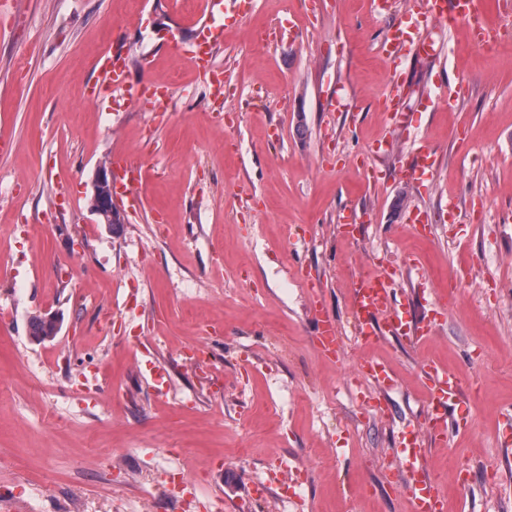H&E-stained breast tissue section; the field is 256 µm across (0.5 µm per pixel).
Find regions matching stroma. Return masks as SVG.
<instances>
[{
	"label": "stroma",
	"mask_w": 512,
	"mask_h": 512,
	"mask_svg": "<svg viewBox=\"0 0 512 512\" xmlns=\"http://www.w3.org/2000/svg\"><path fill=\"white\" fill-rule=\"evenodd\" d=\"M173 2L17 0L0 18V512H183L173 481L192 512H411L408 427L446 512H512V35L488 50L454 34L393 69L381 45L406 0H253L214 55L218 105L170 40L189 16ZM105 54L169 87V112L91 95ZM395 82L402 135L383 110ZM379 140L395 144L382 165ZM423 144L439 170L402 183ZM117 153L144 178L114 232L89 205ZM416 207L433 237L409 226ZM410 258L400 292L435 332L361 342L353 278ZM452 281L458 301L433 315ZM313 298L342 363L316 346ZM44 313L61 330L40 343ZM427 358L471 398L440 443L423 430ZM367 359L397 387L357 383ZM47 319L55 322L57 326V333L61 330V321L55 315H47ZM30 335L37 342H44L46 340H52L57 336L51 323L46 321L44 316L36 315L33 316L29 323Z\"/></svg>",
	"instance_id": "35a3bbf8"
}]
</instances>
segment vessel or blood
I'll return each instance as SVG.
<instances>
[{
    "instance_id": "obj_1",
    "label": "vessel or blood",
    "mask_w": 512,
    "mask_h": 512,
    "mask_svg": "<svg viewBox=\"0 0 512 512\" xmlns=\"http://www.w3.org/2000/svg\"><path fill=\"white\" fill-rule=\"evenodd\" d=\"M250 0H206V19L193 30L190 46L191 62L197 74L206 75L215 96L223 94V74L215 70L213 51L224 41V27L240 22L248 13ZM481 0H414L405 24L392 29L385 42L386 51L393 62H400L405 54L435 57L439 46L430 32L432 23L438 22L449 30L467 24L468 39L481 48L493 47L495 30L480 19ZM99 88L112 91L124 104H140L151 98L154 108L164 112L169 108L171 95L166 91L150 89L141 84L130 85L124 59L103 56L97 61ZM115 163L124 170L125 180L115 188V203L135 206L136 193L143 178L140 166L128 157L116 158ZM438 167V158L432 150L419 147L414 164L401 168L400 176L408 183L428 180ZM395 276L391 273L378 278L358 281L352 291L351 309L359 339L371 342L381 336H425L432 330L431 322L413 321L402 303L395 297ZM317 345L321 352L336 359L343 344L336 332V324L322 311H315ZM429 389V429L434 439H443L448 429V411L462 403V391L456 376L442 364L430 361L423 367ZM362 377L372 380L382 390L392 389L395 379L392 370L382 362H367L359 367ZM399 446L404 455L401 476L413 496L412 512H445L444 501L416 460L420 446L411 430H404Z\"/></svg>"
}]
</instances>
